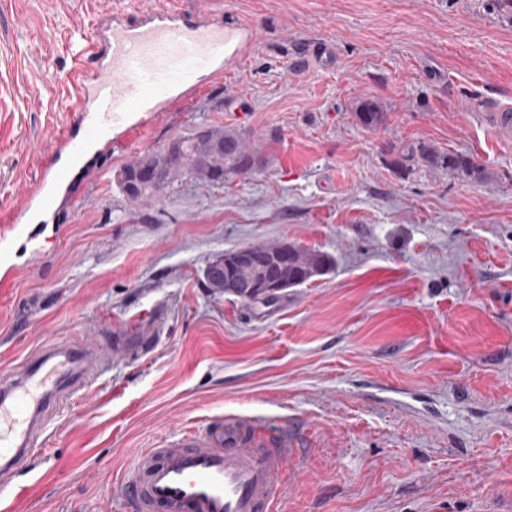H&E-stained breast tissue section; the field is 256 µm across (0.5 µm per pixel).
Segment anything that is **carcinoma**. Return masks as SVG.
<instances>
[{"mask_svg":"<svg viewBox=\"0 0 512 512\" xmlns=\"http://www.w3.org/2000/svg\"><path fill=\"white\" fill-rule=\"evenodd\" d=\"M355 116L367 129H375L386 120V114L379 111L372 100L362 101ZM169 145L181 150L184 168L173 173L168 186L160 189L152 179L143 175V170L160 162L162 151L147 154L120 172L118 186L124 197L132 202L154 204L188 178L220 185L226 178L246 173L258 165L256 157L246 150L242 135L234 129H209L205 135L195 131L173 138ZM393 150L405 162L443 167L471 180L482 175L480 164L473 157L465 154H440L423 142L395 146ZM254 250L265 257H277L284 250L291 253V264L286 267L279 265L274 270V278L283 291L302 286L313 277L324 275L332 269V259L318 250L288 243L256 246ZM206 280L209 287L228 294L235 293L238 299L247 304L258 300H275L273 296L252 289L249 270L227 269L221 258L209 264Z\"/></svg>","mask_w":512,"mask_h":512,"instance_id":"carcinoma-1","label":"carcinoma"}]
</instances>
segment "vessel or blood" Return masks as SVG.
Here are the masks:
<instances>
[{
  "instance_id": "obj_1",
  "label": "vessel or blood",
  "mask_w": 512,
  "mask_h": 512,
  "mask_svg": "<svg viewBox=\"0 0 512 512\" xmlns=\"http://www.w3.org/2000/svg\"><path fill=\"white\" fill-rule=\"evenodd\" d=\"M246 23L228 25L220 12L191 15L173 6L136 12L116 7L100 16L79 56L75 93L62 104L73 120L48 157V170L29 190L12 225L53 220L55 200L69 195L73 165L145 116L171 111L223 75L255 39ZM158 318L113 337H92L36 352L0 374V505L12 512L15 473L30 464L48 420L78 398L115 352L147 349ZM298 442L283 427L263 428L240 415H220L202 427L165 437L141 451L122 483V512H279L284 470Z\"/></svg>"
}]
</instances>
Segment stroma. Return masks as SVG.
<instances>
[{"instance_id": "1", "label": "stroma", "mask_w": 512, "mask_h": 512, "mask_svg": "<svg viewBox=\"0 0 512 512\" xmlns=\"http://www.w3.org/2000/svg\"><path fill=\"white\" fill-rule=\"evenodd\" d=\"M116 0H0V215L24 200L57 132L91 18ZM257 35L193 101L93 151L36 239L0 222V372L41 347L158 312L50 419L15 512H113L137 453L216 415L302 440L283 512H497L512 504V0H171ZM376 100L374 130L355 109ZM239 131L260 164L160 202L117 177L175 136ZM424 142L484 177L398 167ZM288 242L330 255L271 304L208 287L225 251Z\"/></svg>"}]
</instances>
